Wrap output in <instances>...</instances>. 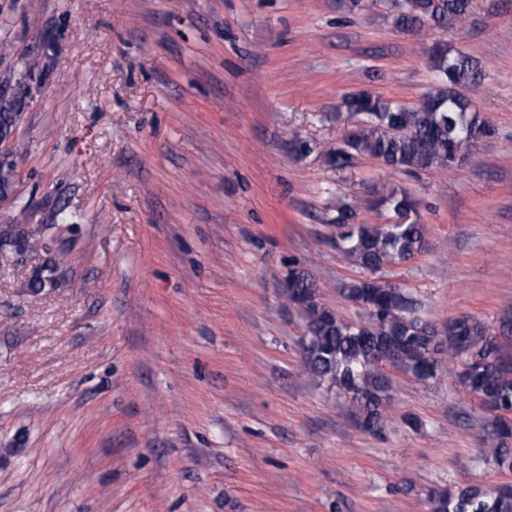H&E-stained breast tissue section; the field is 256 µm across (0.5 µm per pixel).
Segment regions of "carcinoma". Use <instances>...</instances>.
I'll return each mask as SVG.
<instances>
[{
  "label": "carcinoma",
  "instance_id": "carcinoma-1",
  "mask_svg": "<svg viewBox=\"0 0 512 512\" xmlns=\"http://www.w3.org/2000/svg\"><path fill=\"white\" fill-rule=\"evenodd\" d=\"M397 27L415 31L426 24L449 29L464 22L472 0H391ZM430 61L440 82L413 107L383 100L366 91L347 95L340 108L360 116L335 147L324 154L337 172L351 170L358 159L371 158L395 172L451 167L464 150L495 136L493 126L479 116L474 95L483 82L474 57L454 52L441 43L431 49ZM26 78L17 82L14 96L0 98V142L14 139L18 115L27 106L26 79L39 68L26 64ZM16 168L0 164V197L15 190ZM376 205L391 217L384 224H360L346 204L336 206L330 226L344 242L341 251L351 263L372 272L396 261L414 257L425 249L423 225L414 215L416 203L405 191L382 188ZM61 231L59 224L42 225L32 246L51 251ZM66 254L48 260L30 279V287H58L68 278ZM341 294L362 307L368 320L354 325L340 317L321 296L315 281L294 264L288 265L286 299L304 321L305 371L343 390L357 424L379 435L385 430L384 401L390 388L381 371L390 365L420 379L446 372L475 395L483 406L498 413L485 430L488 460L502 472L512 473V353L505 350L488 326L471 315H460L441 327L411 315L412 301L402 289L375 278L351 281ZM466 358L463 370L453 362ZM432 512H512V484L493 489L479 486L441 493L432 499Z\"/></svg>",
  "mask_w": 512,
  "mask_h": 512
}]
</instances>
